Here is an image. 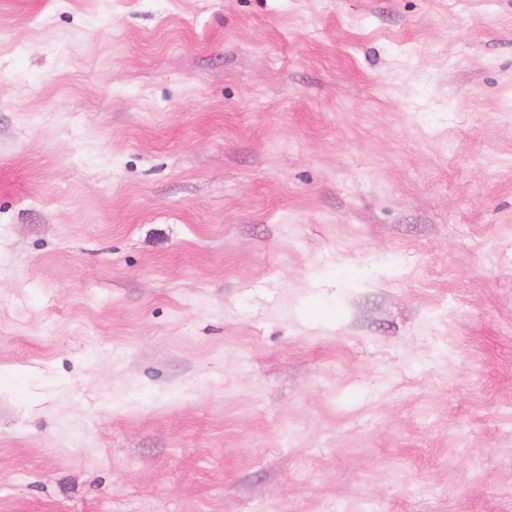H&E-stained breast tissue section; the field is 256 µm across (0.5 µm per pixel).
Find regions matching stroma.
<instances>
[{
    "instance_id": "stroma-1",
    "label": "stroma",
    "mask_w": 512,
    "mask_h": 512,
    "mask_svg": "<svg viewBox=\"0 0 512 512\" xmlns=\"http://www.w3.org/2000/svg\"><path fill=\"white\" fill-rule=\"evenodd\" d=\"M0 512H512V0H0Z\"/></svg>"
}]
</instances>
